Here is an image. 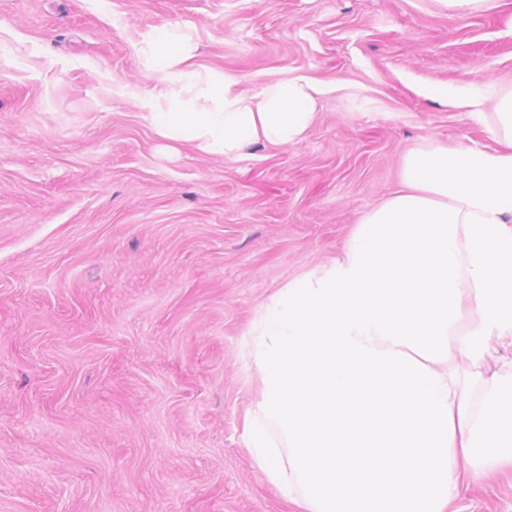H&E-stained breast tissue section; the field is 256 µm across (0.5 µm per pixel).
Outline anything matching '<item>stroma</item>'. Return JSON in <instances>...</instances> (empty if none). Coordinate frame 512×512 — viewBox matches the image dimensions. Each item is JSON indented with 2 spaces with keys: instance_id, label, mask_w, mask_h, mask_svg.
<instances>
[{
  "instance_id": "35a3bbf8",
  "label": "stroma",
  "mask_w": 512,
  "mask_h": 512,
  "mask_svg": "<svg viewBox=\"0 0 512 512\" xmlns=\"http://www.w3.org/2000/svg\"><path fill=\"white\" fill-rule=\"evenodd\" d=\"M191 22L252 89L307 75L305 138L171 152L134 45ZM512 86V0H0V512H302L254 464L257 310L341 252L428 140L491 145L439 87ZM453 512H512V471Z\"/></svg>"
}]
</instances>
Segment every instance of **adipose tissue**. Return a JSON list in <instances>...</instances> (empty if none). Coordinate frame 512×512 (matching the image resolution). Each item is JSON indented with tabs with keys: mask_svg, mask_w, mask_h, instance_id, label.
<instances>
[{
	"mask_svg": "<svg viewBox=\"0 0 512 512\" xmlns=\"http://www.w3.org/2000/svg\"><path fill=\"white\" fill-rule=\"evenodd\" d=\"M135 52L152 82L138 98L146 118L205 156L300 142L325 93L303 74L240 89L198 64L188 25L153 28ZM452 103L496 148L410 150L403 190L250 325L264 392L245 445L304 512H444L461 488L512 468V89Z\"/></svg>",
	"mask_w": 512,
	"mask_h": 512,
	"instance_id": "obj_1",
	"label": "adipose tissue"
}]
</instances>
